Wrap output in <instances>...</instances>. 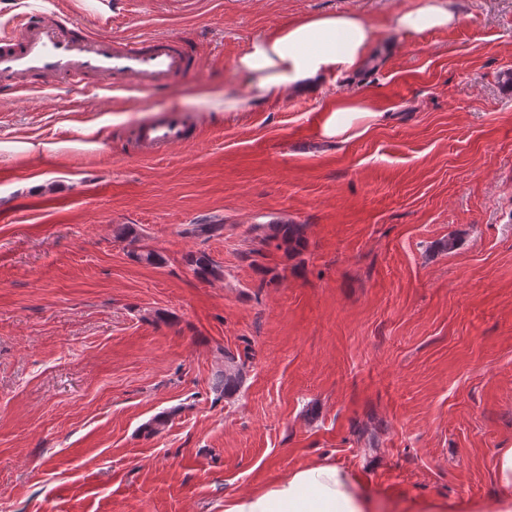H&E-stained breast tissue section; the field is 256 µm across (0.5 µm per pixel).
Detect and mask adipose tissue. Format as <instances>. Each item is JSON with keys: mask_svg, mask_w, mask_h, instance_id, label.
Listing matches in <instances>:
<instances>
[{"mask_svg": "<svg viewBox=\"0 0 512 512\" xmlns=\"http://www.w3.org/2000/svg\"><path fill=\"white\" fill-rule=\"evenodd\" d=\"M462 15L454 0H417L398 10V32L422 35L456 26ZM377 43L372 22L356 11L322 14L256 36L233 62L248 90L224 92V109L246 112L256 104L286 96L325 91L330 78L358 73L373 62ZM384 118L357 95H329L321 108L320 136L347 142L368 133ZM79 141L0 139V158H33L77 148H98V128H81ZM376 503L352 473L322 461L292 472L257 492L225 501L224 512H374Z\"/></svg>", "mask_w": 512, "mask_h": 512, "instance_id": "1", "label": "adipose tissue"}]
</instances>
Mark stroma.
<instances>
[{
  "instance_id": "obj_1",
  "label": "stroma",
  "mask_w": 512,
  "mask_h": 512,
  "mask_svg": "<svg viewBox=\"0 0 512 512\" xmlns=\"http://www.w3.org/2000/svg\"><path fill=\"white\" fill-rule=\"evenodd\" d=\"M410 2L118 0L107 34H190L201 73L149 96L0 95V139L73 140L72 123L96 122L101 143L0 160V512H224L323 459L389 505L490 512L503 496L512 0H458L459 25L417 37L393 26ZM350 10L392 46L334 83L385 112L364 136L323 142L313 96L201 102L243 88L233 61L253 36ZM168 109L192 141L129 150ZM209 216L221 236L187 235ZM278 221L305 225L300 255L262 242ZM149 250L159 264L138 261ZM198 251L223 278L196 276ZM228 352L245 364L230 399L214 389Z\"/></svg>"
}]
</instances>
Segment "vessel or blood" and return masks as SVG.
<instances>
[{
	"label": "vessel or blood",
	"mask_w": 512,
	"mask_h": 512,
	"mask_svg": "<svg viewBox=\"0 0 512 512\" xmlns=\"http://www.w3.org/2000/svg\"><path fill=\"white\" fill-rule=\"evenodd\" d=\"M104 20L87 24L72 11L25 13L0 29V92L23 96L58 87L94 85L106 91H169L200 73L197 42L186 35L114 37ZM191 124L169 111L139 125L134 150L158 155L188 143Z\"/></svg>",
	"instance_id": "1"
}]
</instances>
